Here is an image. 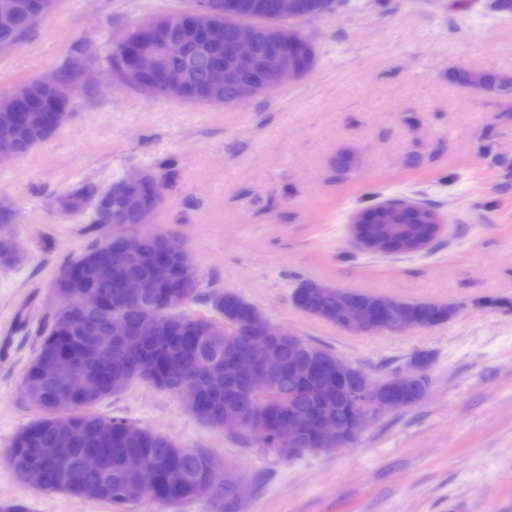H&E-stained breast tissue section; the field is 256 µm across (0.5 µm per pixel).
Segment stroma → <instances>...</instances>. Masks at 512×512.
I'll use <instances>...</instances> for the list:
<instances>
[{
  "instance_id": "obj_1",
  "label": "stroma",
  "mask_w": 512,
  "mask_h": 512,
  "mask_svg": "<svg viewBox=\"0 0 512 512\" xmlns=\"http://www.w3.org/2000/svg\"><path fill=\"white\" fill-rule=\"evenodd\" d=\"M127 0H61L0 57V92L50 73L78 37L135 21ZM490 0H349L300 24L317 64L304 79L232 108L148 102L91 77L61 133L0 165V203L21 260L0 265V503L26 512H113L110 504L20 483L15 434L39 411L22 389L40 339L17 313L56 307L57 267L100 228L65 221L55 201L84 180L167 166L160 227L204 276L270 322L375 369L425 350L432 385L347 450L286 461L200 422L177 395L135 384L98 405L207 448L249 481L244 512H512V99L465 87L454 72L512 77V15ZM344 152L352 165L336 169ZM433 203L442 230L413 255L362 251L349 226L390 199ZM340 289L457 303L428 330L353 336L291 300L295 277ZM496 306L483 304V297Z\"/></svg>"
}]
</instances>
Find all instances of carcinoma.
<instances>
[{"mask_svg":"<svg viewBox=\"0 0 512 512\" xmlns=\"http://www.w3.org/2000/svg\"><path fill=\"white\" fill-rule=\"evenodd\" d=\"M0 10V56L6 55L43 21L51 17L59 0H11ZM242 10L235 18L224 15V0H189L183 8L159 7L127 26L109 31L107 38L85 35L77 38L57 66L66 83L79 85L82 69L97 65L104 77L131 87L149 101H173L191 106L234 107L240 102L232 93L210 92L205 85L208 62L224 58V40L203 45L185 19L198 6L208 4L207 22L219 33L230 30L235 20L255 25L259 31L274 19L263 15L260 0H240ZM152 22L163 28L166 37L183 38L196 45L194 53L183 60L159 52V42L143 32ZM158 53V68L153 77H138L126 71L122 51L126 44ZM295 64L314 69L317 53L303 49L289 54ZM184 71L183 85L164 86L167 71ZM458 83L488 94L512 93V79L485 71L477 74L458 72ZM20 96L37 104L53 98V90L39 78H30L15 88L0 93V132L11 131L14 138L0 137V150L18 146L20 155L51 140L71 116V107L61 112L27 113L16 121L14 106ZM125 175L106 184L82 181L58 197V209L64 216H78L86 224L98 226L111 220L100 211L96 199L112 193V215H120V226L113 229L112 240L92 241L78 256L61 264L54 275L53 288L60 305L38 323L41 342L29 364L22 383L27 399L40 416L15 435L10 462L16 478L25 482L26 471L35 465L44 472L45 493H64L73 497L110 503L117 512H128L131 502L121 493L130 486L144 491L142 500L159 507H175L206 499L211 512H241L245 503L239 487L226 480L209 489L201 461L212 456L207 448H185L168 436L142 427L124 418L106 417L95 411L104 400L125 391L135 381H145L160 391L176 393L183 383L194 385L200 406L194 415L202 422L220 429L224 416L239 414L248 421L238 431L247 445L255 439L252 425L263 418L292 417L305 419L314 426L315 415L322 408L336 414L343 422L350 413L345 391L324 374L316 373L299 380L288 373V363L296 356L288 337L271 347L283 365L282 374L263 395L254 394L234 367L235 350L248 349L252 336L251 316L258 308L234 292L204 282L190 251L174 247L168 231L151 228L142 231V251L127 257L118 249V236L140 224L145 212L160 213L164 203H154L124 185ZM434 210L428 206L376 208L360 214L352 225L353 233L364 249L383 254L419 252L435 239L438 226ZM18 242L0 238V264L17 263ZM166 256L171 269L167 300L159 306L122 296V279L135 275L154 290L151 268L156 255ZM87 289L97 292L109 311H88L79 307L77 297ZM350 303H363L376 297L372 292L338 290L322 282L300 278L292 292V301L310 317L336 323V295ZM387 321H406L426 330L450 319L448 302L399 299L387 308ZM132 328L136 333L120 347L109 344L107 328ZM411 361L430 365V354L417 351L402 359H392L379 372L391 375ZM71 370L80 376L76 409L67 416L56 414L53 403L58 384L54 375ZM288 460L287 445L268 433L258 444ZM142 448L151 449L160 462L154 474H139L125 469L127 455ZM96 453L103 466L95 472L81 468L83 455Z\"/></svg>","mask_w":512,"mask_h":512,"instance_id":"obj_1","label":"carcinoma"}]
</instances>
